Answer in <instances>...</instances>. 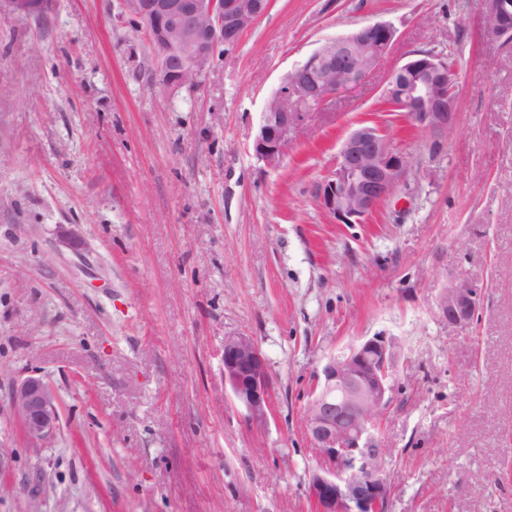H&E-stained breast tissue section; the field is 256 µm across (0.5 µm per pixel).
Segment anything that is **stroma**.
I'll return each mask as SVG.
<instances>
[{"mask_svg":"<svg viewBox=\"0 0 512 512\" xmlns=\"http://www.w3.org/2000/svg\"><path fill=\"white\" fill-rule=\"evenodd\" d=\"M483 0H270L194 86L150 84L115 0L0 12V512H313L305 407L317 367L378 332L397 345L380 435L388 512H512V47ZM397 30L362 82L252 144L286 74L367 22ZM419 51L455 61L441 140L378 111ZM410 157L364 224L317 188L364 122ZM481 290L468 328L439 294ZM269 365L264 427L224 381V339ZM50 387L59 429L30 447L13 384Z\"/></svg>","mask_w":512,"mask_h":512,"instance_id":"stroma-1","label":"stroma"}]
</instances>
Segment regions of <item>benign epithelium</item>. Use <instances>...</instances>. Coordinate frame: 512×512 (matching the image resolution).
<instances>
[{"instance_id": "benign-epithelium-1", "label": "benign epithelium", "mask_w": 512, "mask_h": 512, "mask_svg": "<svg viewBox=\"0 0 512 512\" xmlns=\"http://www.w3.org/2000/svg\"><path fill=\"white\" fill-rule=\"evenodd\" d=\"M53 0H0V10L24 18L47 12ZM119 18L146 38L155 61L153 85L173 93L207 73L220 47H233L267 11L269 0H118ZM485 35L512 44V0H484ZM396 37L388 22L367 23L329 39L290 71L268 101L253 141L257 160L276 166L288 135L346 83L363 81L386 55ZM458 77L446 61L418 52L389 76L384 94L405 111L409 124L437 140L458 117ZM412 164L369 125L344 141L331 175L317 189L321 209L337 224H362L377 206L405 184ZM477 288L459 281L438 299L441 316L461 328L473 321ZM394 340L376 333L348 351L328 357L316 371L305 408L307 429L324 460L309 475L308 495L315 512H385L393 495L386 471V448L379 427L394 399L391 375ZM224 379L247 421L267 425L271 377L253 337L224 339ZM12 408L27 440H50L59 427L55 398L40 378L27 377L11 394Z\"/></svg>"}]
</instances>
